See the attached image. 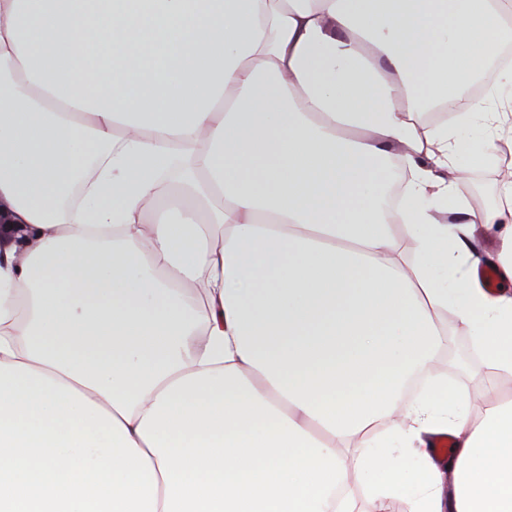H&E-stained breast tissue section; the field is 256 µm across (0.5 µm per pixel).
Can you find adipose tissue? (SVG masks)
Instances as JSON below:
<instances>
[{"label": "adipose tissue", "mask_w": 512, "mask_h": 512, "mask_svg": "<svg viewBox=\"0 0 512 512\" xmlns=\"http://www.w3.org/2000/svg\"><path fill=\"white\" fill-rule=\"evenodd\" d=\"M511 43L512 0H0V198L36 231L0 256V512H357L336 448L381 426L370 504L512 512V394L401 403L450 312L512 372V296L431 274L480 224L512 280V177L475 211L448 172L498 152L453 125L512 133L467 93Z\"/></svg>", "instance_id": "adipose-tissue-1"}]
</instances>
